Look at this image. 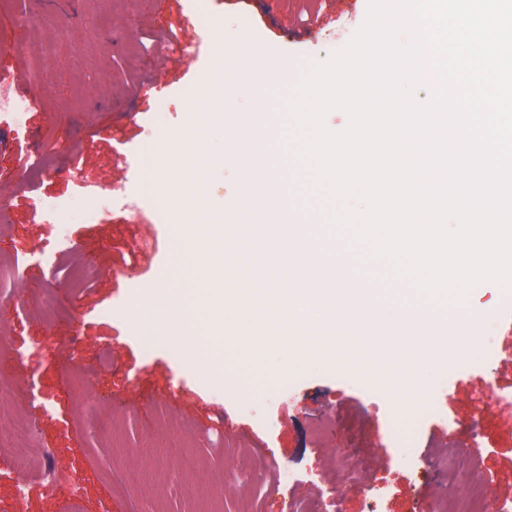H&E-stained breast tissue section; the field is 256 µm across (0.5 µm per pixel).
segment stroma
<instances>
[{
  "instance_id": "obj_1",
  "label": "stroma",
  "mask_w": 512,
  "mask_h": 512,
  "mask_svg": "<svg viewBox=\"0 0 512 512\" xmlns=\"http://www.w3.org/2000/svg\"><path fill=\"white\" fill-rule=\"evenodd\" d=\"M367 0H0V80L18 97L38 89L40 110L17 129L0 114V187L11 220L0 228V413L29 423L22 440L0 439V512H452L460 478L433 466L465 434L480 448L471 466L492 497L512 500V409L483 404L512 394V295L491 283L469 295L486 321L476 327L485 364L453 358L423 394L393 396L386 384L336 361L295 368L270 357L254 365L225 350L224 377L204 380L155 338L136 304L149 288H178L195 302L188 252L176 245L175 188L145 193L142 160L177 176V137L207 82L223 86L227 112L283 110L310 63L345 46ZM208 30L209 51L177 65L183 31ZM157 92H146L147 83ZM208 152L229 153L208 185L228 224L257 210L252 186L267 164H287L293 201L281 223L318 206L284 141L251 162L213 133ZM49 157L42 175L28 159ZM82 167L80 182L68 171ZM52 206L35 224L31 200ZM179 381L178 395L167 391ZM63 472L48 489L14 468L16 443ZM194 459L184 469L171 448ZM253 475L238 469L242 455ZM344 463L363 471L336 488ZM288 481L266 478L268 469Z\"/></svg>"
}]
</instances>
